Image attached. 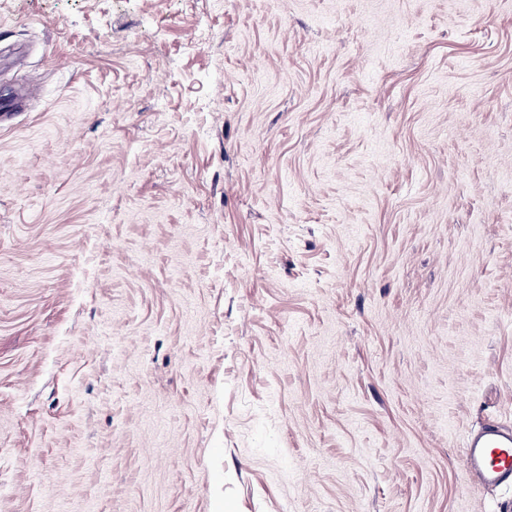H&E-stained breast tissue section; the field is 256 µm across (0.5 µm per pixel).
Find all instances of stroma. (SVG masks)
Returning a JSON list of instances; mask_svg holds the SVG:
<instances>
[{
  "instance_id": "1",
  "label": "stroma",
  "mask_w": 512,
  "mask_h": 512,
  "mask_svg": "<svg viewBox=\"0 0 512 512\" xmlns=\"http://www.w3.org/2000/svg\"><path fill=\"white\" fill-rule=\"evenodd\" d=\"M0 512H512V0H0ZM469 473L488 486L512 485V432L487 424L465 441Z\"/></svg>"
}]
</instances>
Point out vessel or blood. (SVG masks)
I'll return each instance as SVG.
<instances>
[{
	"label": "vessel or blood",
	"mask_w": 512,
	"mask_h": 512,
	"mask_svg": "<svg viewBox=\"0 0 512 512\" xmlns=\"http://www.w3.org/2000/svg\"><path fill=\"white\" fill-rule=\"evenodd\" d=\"M465 460L470 474L488 486L512 485V432L487 424L465 441Z\"/></svg>",
	"instance_id": "obj_1"
}]
</instances>
